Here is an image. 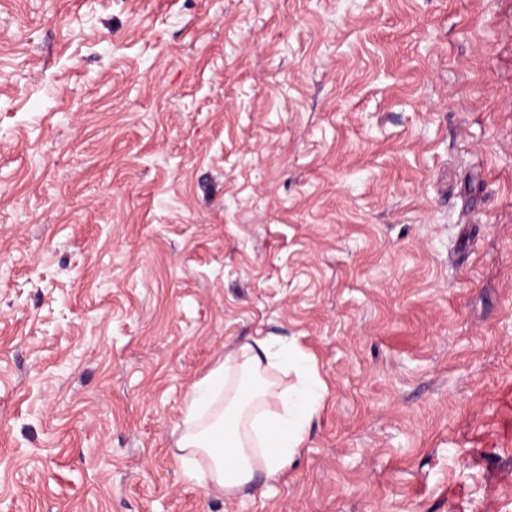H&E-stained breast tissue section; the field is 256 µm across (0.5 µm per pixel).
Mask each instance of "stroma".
I'll return each mask as SVG.
<instances>
[{
	"label": "stroma",
	"mask_w": 512,
	"mask_h": 512,
	"mask_svg": "<svg viewBox=\"0 0 512 512\" xmlns=\"http://www.w3.org/2000/svg\"><path fill=\"white\" fill-rule=\"evenodd\" d=\"M295 339L265 494L181 407ZM512 0H0V512H512ZM288 367L295 386L280 388L267 376L270 368L288 373ZM325 391L306 355L290 343L274 336L242 343L187 393L179 458L207 489L244 491L261 479L268 486L293 463Z\"/></svg>",
	"instance_id": "35a3bbf8"
}]
</instances>
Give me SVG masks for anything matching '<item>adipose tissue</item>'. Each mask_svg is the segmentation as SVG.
Masks as SVG:
<instances>
[{
    "mask_svg": "<svg viewBox=\"0 0 512 512\" xmlns=\"http://www.w3.org/2000/svg\"><path fill=\"white\" fill-rule=\"evenodd\" d=\"M272 369L294 370L297 385L279 387ZM325 391L306 355L277 337L225 351L181 408L176 448L190 477L229 492L276 481L305 442Z\"/></svg>",
    "mask_w": 512,
    "mask_h": 512,
    "instance_id": "obj_1",
    "label": "adipose tissue"
}]
</instances>
